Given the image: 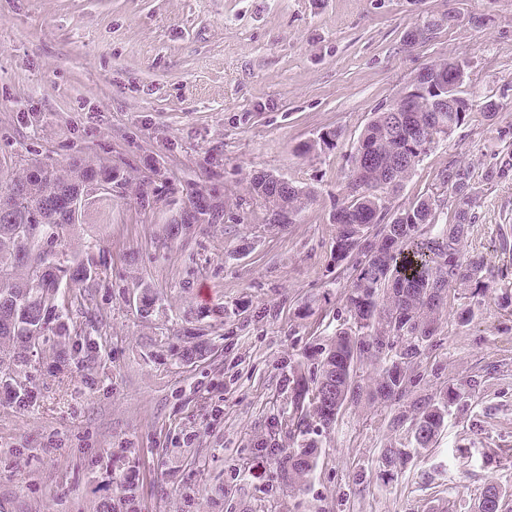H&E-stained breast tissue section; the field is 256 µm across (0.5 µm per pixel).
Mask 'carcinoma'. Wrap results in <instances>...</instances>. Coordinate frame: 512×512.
Listing matches in <instances>:
<instances>
[{
  "label": "carcinoma",
  "mask_w": 512,
  "mask_h": 512,
  "mask_svg": "<svg viewBox=\"0 0 512 512\" xmlns=\"http://www.w3.org/2000/svg\"><path fill=\"white\" fill-rule=\"evenodd\" d=\"M466 67L460 59L429 66L441 69L454 84V71ZM467 112H376L348 158L344 202L336 208V262L349 258L344 309L350 323L315 344L307 371L293 379L290 431L308 435L310 423L332 425L340 408L364 395L379 394L401 405L391 426L410 424L414 450L434 443L450 409L468 410V399L483 379L471 376L448 385L443 396L416 395L423 375L418 372L443 323L448 292L458 283L486 290L512 276L507 266L494 268L481 254L466 249L468 232L476 222L482 185L512 181V148L495 150L474 161L451 158L436 175V192L396 212L386 201L409 178L422 156L442 140H451ZM103 181L118 189L127 180L111 167H76L69 175L34 164L10 186L0 189V340L13 363L28 362L35 342L55 338L62 345L68 329L63 317L78 300L74 288L92 277V266L69 253L66 227L75 223L74 208L87 185ZM252 192L269 204L271 216L283 209L296 215L311 193L291 184L267 183L254 177ZM454 206V223L440 224L437 212ZM211 209L210 198L190 200L188 221ZM26 269L15 280L11 272ZM382 362L375 390L353 380L360 359ZM318 441L285 449L282 479L301 489L311 477ZM503 490L490 484L476 512H498Z\"/></svg>",
  "instance_id": "carcinoma-1"
}]
</instances>
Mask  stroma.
Returning <instances> with one entry per match:
<instances>
[{
	"label": "stroma",
	"instance_id": "obj_1",
	"mask_svg": "<svg viewBox=\"0 0 512 512\" xmlns=\"http://www.w3.org/2000/svg\"><path fill=\"white\" fill-rule=\"evenodd\" d=\"M450 11L454 25L407 45ZM448 57L468 62L462 96L499 98V113L472 111L393 210L434 192L449 157L505 147L512 0H0V187L30 160L63 173L77 157L164 188L146 209L133 189L97 193L70 226L95 273L66 353L45 342L0 383V512H100L130 469L124 512H472L491 483L512 512V306L497 290L448 296L422 392L492 376L434 447L387 467L383 449L411 434L380 399L344 404L318 429L303 490L284 486L262 446L274 423L287 441L294 370L344 315L333 215L349 154L374 112ZM261 173L312 192L295 223H270L251 191ZM198 191L223 201V223H177ZM506 224L512 183L485 185L468 250L512 263L498 249Z\"/></svg>",
	"mask_w": 512,
	"mask_h": 512
}]
</instances>
